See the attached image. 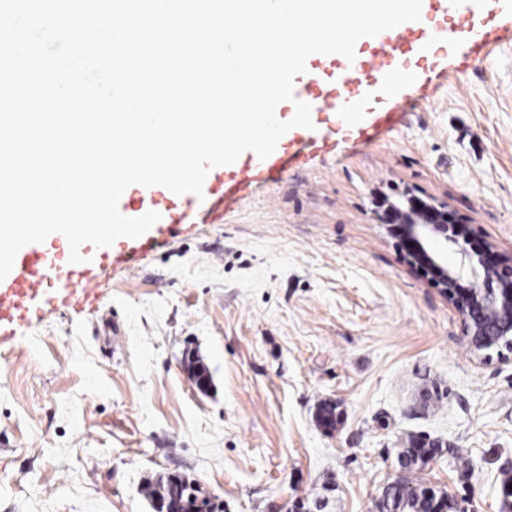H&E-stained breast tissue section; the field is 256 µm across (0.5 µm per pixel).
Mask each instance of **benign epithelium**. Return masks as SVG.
<instances>
[{
  "mask_svg": "<svg viewBox=\"0 0 512 512\" xmlns=\"http://www.w3.org/2000/svg\"><path fill=\"white\" fill-rule=\"evenodd\" d=\"M448 216L447 204L427 198L412 200L400 212L389 209V222L401 224L403 234L413 243L407 250L408 265L431 275L435 287L461 315L471 347L478 352H512V258L477 260L472 282L463 286L461 272L448 266L431 247L436 237L458 243L448 236ZM168 481L186 493L182 505L187 512H218L216 497L185 477L174 473Z\"/></svg>",
  "mask_w": 512,
  "mask_h": 512,
  "instance_id": "benign-epithelium-1",
  "label": "benign epithelium"
}]
</instances>
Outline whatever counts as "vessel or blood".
<instances>
[{
    "label": "vessel or blood",
    "instance_id": "1",
    "mask_svg": "<svg viewBox=\"0 0 512 512\" xmlns=\"http://www.w3.org/2000/svg\"><path fill=\"white\" fill-rule=\"evenodd\" d=\"M511 13L512 0H426L420 20L356 47L354 60L311 55L306 73L295 78L294 102L285 103L276 115L285 118L299 100L310 105L313 126L289 130L268 158L247 151L233 164L212 168L200 198L178 196L162 186L128 187L118 203L120 213L134 218L154 210L160 220L135 239L121 238L100 248L82 245L81 263H70L68 242L59 233L21 248L12 271L0 281V347L14 340L18 328L52 313L97 305L101 282L110 272L130 267L177 229L221 221L251 187L278 180L309 154L341 142L373 144L403 116L399 102L385 95L386 87L402 91L410 76L461 51L480 60L497 45L501 20Z\"/></svg>",
    "mask_w": 512,
    "mask_h": 512
}]
</instances>
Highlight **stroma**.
Instances as JSON below:
<instances>
[{"mask_svg": "<svg viewBox=\"0 0 512 512\" xmlns=\"http://www.w3.org/2000/svg\"><path fill=\"white\" fill-rule=\"evenodd\" d=\"M427 87L374 144L312 154L223 223L169 236L98 307L0 348V512H151L173 472L223 512H374L412 440L440 451L411 487L451 512H500L512 357L473 353L378 212L436 198L468 229L465 247L441 245L449 266L512 257V29Z\"/></svg>", "mask_w": 512, "mask_h": 512, "instance_id": "35a3bbf8", "label": "stroma"}]
</instances>
